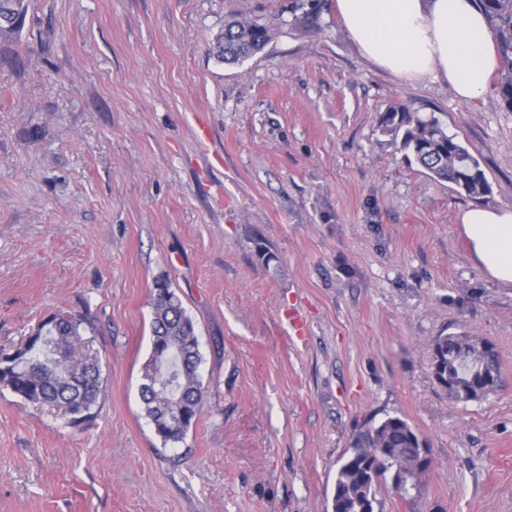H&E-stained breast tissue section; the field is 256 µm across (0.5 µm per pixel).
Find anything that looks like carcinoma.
Listing matches in <instances>:
<instances>
[{
  "label": "carcinoma",
  "instance_id": "obj_1",
  "mask_svg": "<svg viewBox=\"0 0 512 512\" xmlns=\"http://www.w3.org/2000/svg\"><path fill=\"white\" fill-rule=\"evenodd\" d=\"M478 5L503 62L500 98L512 111V0H478ZM26 9V0H0V36L21 27ZM270 32L267 22L227 19L211 52L226 63L239 62L259 52ZM378 128L392 137L404 160L418 164L432 179L445 181L477 201L491 193L480 161L436 115L391 106L380 114ZM150 330L151 354L142 369L139 394L156 435L165 445L176 444L202 411L205 390L194 322L165 282L156 283ZM84 333V320L75 315L59 312L47 317L19 347L0 350V388L36 407L57 411L73 425L83 423L97 402L101 384L100 360ZM467 342L479 340L455 333L438 336L433 343L432 375L452 400L466 398L474 386V371L481 368L499 386L498 355H486L470 367L451 359L455 346ZM423 446L421 436L398 416L357 433L351 451L336 469L331 512H374L387 475L398 465L422 480L432 465L429 459L414 470L417 449Z\"/></svg>",
  "mask_w": 512,
  "mask_h": 512
}]
</instances>
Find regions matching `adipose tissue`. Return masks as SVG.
I'll return each instance as SVG.
<instances>
[{
    "mask_svg": "<svg viewBox=\"0 0 512 512\" xmlns=\"http://www.w3.org/2000/svg\"><path fill=\"white\" fill-rule=\"evenodd\" d=\"M361 53L410 80L450 82L458 98L480 96L502 62L475 0H336ZM478 266L512 287V209L475 205L460 216Z\"/></svg>",
    "mask_w": 512,
    "mask_h": 512,
    "instance_id": "1",
    "label": "adipose tissue"
}]
</instances>
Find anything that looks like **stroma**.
I'll list each match as a JSON object with an SVG mask.
<instances>
[{"label":"stroma","instance_id":"stroma-1","mask_svg":"<svg viewBox=\"0 0 512 512\" xmlns=\"http://www.w3.org/2000/svg\"><path fill=\"white\" fill-rule=\"evenodd\" d=\"M230 16L273 26L232 65L208 53ZM397 103L512 207L498 83L463 102L383 70L336 0H28L0 36V348L76 314L105 381L77 427L0 388V512H327L355 434L389 416L433 465L376 512H512V288L471 258L470 198L379 132ZM161 279L206 389L167 447L138 393ZM459 332L499 353L479 401L432 376Z\"/></svg>","mask_w":512,"mask_h":512}]
</instances>
